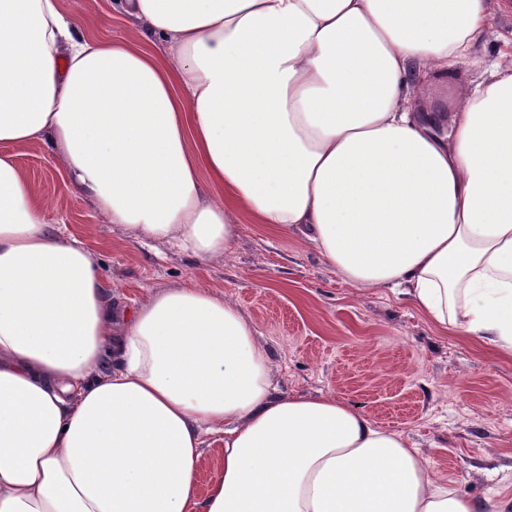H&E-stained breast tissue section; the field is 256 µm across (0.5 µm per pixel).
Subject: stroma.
Listing matches in <instances>:
<instances>
[{
	"instance_id": "1",
	"label": "stroma",
	"mask_w": 512,
	"mask_h": 512,
	"mask_svg": "<svg viewBox=\"0 0 512 512\" xmlns=\"http://www.w3.org/2000/svg\"><path fill=\"white\" fill-rule=\"evenodd\" d=\"M114 0H60L82 32L132 45L139 27ZM19 167L50 208L49 223L97 256L115 299L133 307L151 292L195 278L253 324L277 393L333 396L401 433L437 478L473 498L512 496V356L438 330L385 288L346 282L301 235L278 236L240 214L234 251L197 264L163 243L139 244L68 191L51 153L16 146Z\"/></svg>"
}]
</instances>
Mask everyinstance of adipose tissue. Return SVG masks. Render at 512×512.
I'll use <instances>...</instances> for the list:
<instances>
[{
  "mask_svg": "<svg viewBox=\"0 0 512 512\" xmlns=\"http://www.w3.org/2000/svg\"><path fill=\"white\" fill-rule=\"evenodd\" d=\"M163 55L0 0V512H507L330 396L277 395L255 330L188 278L128 308L14 148L141 243L211 263L237 215L512 356V52L451 111L494 0H119ZM221 472L197 489L206 437Z\"/></svg>",
  "mask_w": 512,
  "mask_h": 512,
  "instance_id": "ef3b65f1",
  "label": "adipose tissue"
}]
</instances>
